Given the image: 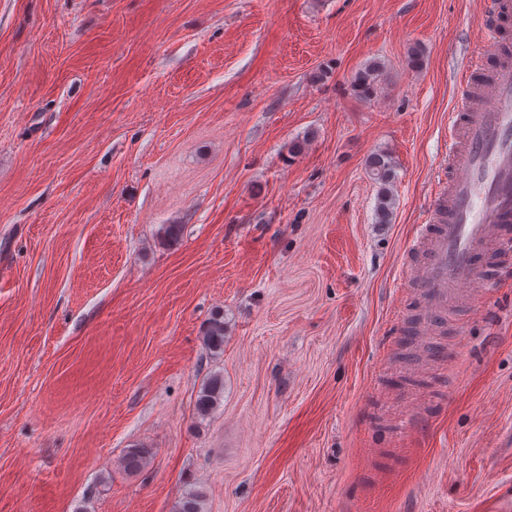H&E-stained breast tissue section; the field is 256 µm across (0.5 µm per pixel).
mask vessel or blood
I'll list each match as a JSON object with an SVG mask.
<instances>
[{
    "label": "vessel or blood",
    "instance_id": "b4317fda",
    "mask_svg": "<svg viewBox=\"0 0 512 512\" xmlns=\"http://www.w3.org/2000/svg\"><path fill=\"white\" fill-rule=\"evenodd\" d=\"M511 17L512 0H486L448 114V187L435 189L405 248L398 284H415L417 313L402 334L421 361L445 317L480 307L512 270V53L500 37Z\"/></svg>",
    "mask_w": 512,
    "mask_h": 512
}]
</instances>
